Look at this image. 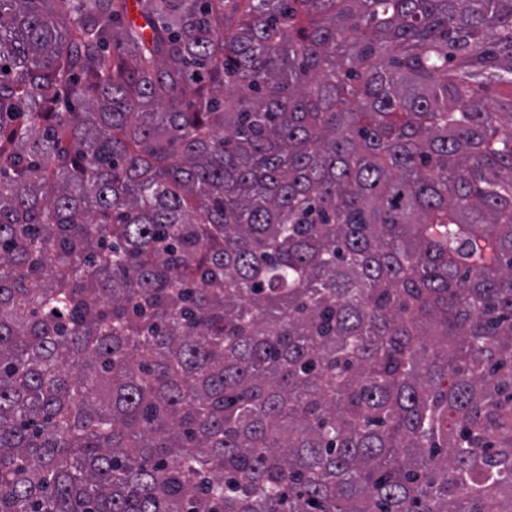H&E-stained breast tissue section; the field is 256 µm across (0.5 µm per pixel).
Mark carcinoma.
Masks as SVG:
<instances>
[{"label":"carcinoma","instance_id":"cac0c4a2","mask_svg":"<svg viewBox=\"0 0 512 512\" xmlns=\"http://www.w3.org/2000/svg\"><path fill=\"white\" fill-rule=\"evenodd\" d=\"M0 512H512V0H0Z\"/></svg>","mask_w":512,"mask_h":512}]
</instances>
